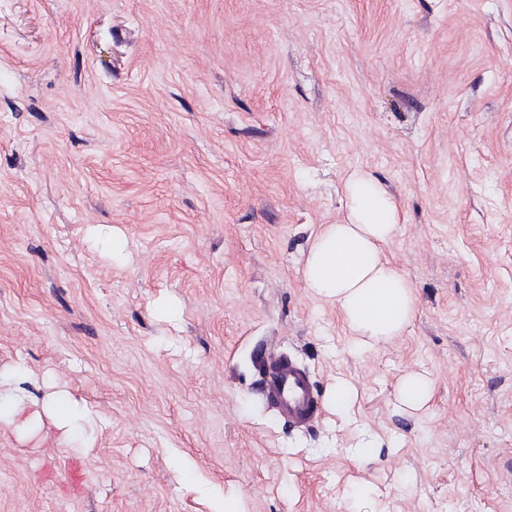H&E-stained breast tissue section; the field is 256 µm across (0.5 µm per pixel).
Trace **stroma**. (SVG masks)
I'll return each instance as SVG.
<instances>
[{
	"label": "stroma",
	"instance_id": "1",
	"mask_svg": "<svg viewBox=\"0 0 512 512\" xmlns=\"http://www.w3.org/2000/svg\"><path fill=\"white\" fill-rule=\"evenodd\" d=\"M355 173L416 300L363 353L303 283ZM276 357L307 425L266 397ZM13 370L93 421L0 423V512H512V0H0ZM265 379L266 393L289 420L304 425L317 412L307 374L291 361L272 359ZM430 386L426 376L418 373L408 374L398 384V400L409 409H419L429 399ZM357 400V390L352 381L347 379H336L328 394L330 408L341 418L351 415Z\"/></svg>",
	"mask_w": 512,
	"mask_h": 512
}]
</instances>
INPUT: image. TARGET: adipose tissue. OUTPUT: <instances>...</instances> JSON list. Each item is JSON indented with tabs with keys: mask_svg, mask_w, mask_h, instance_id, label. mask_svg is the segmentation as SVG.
<instances>
[{
	"mask_svg": "<svg viewBox=\"0 0 512 512\" xmlns=\"http://www.w3.org/2000/svg\"><path fill=\"white\" fill-rule=\"evenodd\" d=\"M349 215L327 225L308 253L307 288L336 303L354 335L353 348L366 349L400 335L413 318L411 285L384 253L397 228V206L372 179L347 181Z\"/></svg>",
	"mask_w": 512,
	"mask_h": 512,
	"instance_id": "1",
	"label": "adipose tissue"
}]
</instances>
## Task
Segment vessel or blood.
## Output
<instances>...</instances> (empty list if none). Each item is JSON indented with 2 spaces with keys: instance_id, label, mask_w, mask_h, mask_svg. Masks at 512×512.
<instances>
[{
  "instance_id": "obj_1",
  "label": "vessel or blood",
  "mask_w": 512,
  "mask_h": 512,
  "mask_svg": "<svg viewBox=\"0 0 512 512\" xmlns=\"http://www.w3.org/2000/svg\"><path fill=\"white\" fill-rule=\"evenodd\" d=\"M265 388L280 412L297 424L307 423L318 410L307 374L293 362L273 359Z\"/></svg>"
}]
</instances>
